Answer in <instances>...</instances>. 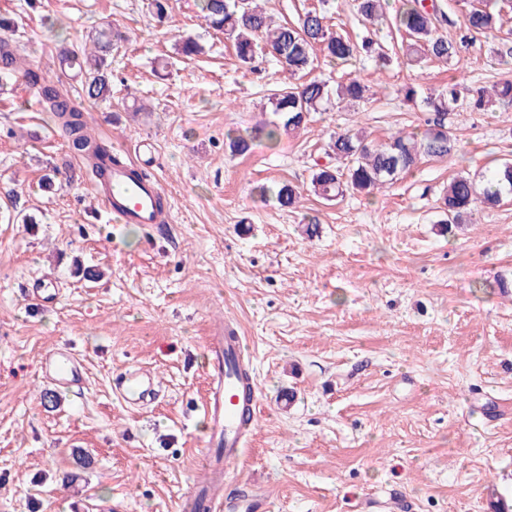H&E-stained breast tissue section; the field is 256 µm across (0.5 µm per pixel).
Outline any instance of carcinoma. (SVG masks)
I'll use <instances>...</instances> for the list:
<instances>
[{
	"label": "carcinoma",
	"instance_id": "carcinoma-1",
	"mask_svg": "<svg viewBox=\"0 0 512 512\" xmlns=\"http://www.w3.org/2000/svg\"><path fill=\"white\" fill-rule=\"evenodd\" d=\"M385 2L357 0L358 20L365 26L375 25L383 15ZM457 3L463 34L451 40L441 35L439 28L448 23L453 25L455 21L443 12L428 8L423 0H402L394 22L407 36L404 56L408 66L421 68L429 60L450 63L462 49L502 28L504 7L498 0H457ZM199 6L206 25L231 42L241 64L250 65L258 55L265 54L288 76L297 75L301 79V83L276 89L268 97L269 108L279 121L257 126L247 137L228 136V147L234 154L250 151L253 142L262 136L275 142L283 134L297 132L311 113L322 112L334 102L353 105L369 100V87L356 78L338 82L333 89L327 80L313 75L315 49L322 50L329 62L338 65H346L359 55L374 59L380 70L390 65V58L373 39L355 43L338 32L329 31L327 16L321 8L307 11L301 24L292 26L273 23L256 0H200ZM122 39L121 32L110 27L104 29L94 42V51L83 55L81 67L88 101L95 102L109 92L106 59ZM0 57L13 59L11 70L21 71L31 85L39 88L46 107L58 118L68 146L86 161L92 173L101 174L97 160L108 155L110 149L88 136L82 110L62 97L44 76L22 67L18 45L0 41ZM460 86L461 83L451 77L446 85L422 95L417 85L404 87L405 98L420 100L428 114L419 132L398 131L383 143H374L354 129L331 136L324 148L325 162L315 163L311 192L326 201L348 194L369 198L379 187L392 184L413 171L421 160L454 155L457 138L448 125V116L459 101ZM472 104L483 111L496 105L512 104V79L473 89ZM274 196L280 206L294 208L300 202L301 192L285 183L277 187ZM507 196H512L510 161L489 169L481 188L468 175L455 176L440 198L437 221L440 232H451L477 204L496 207Z\"/></svg>",
	"mask_w": 512,
	"mask_h": 512
}]
</instances>
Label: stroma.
I'll return each mask as SVG.
<instances>
[{
  "instance_id": "1",
  "label": "stroma",
  "mask_w": 512,
  "mask_h": 512,
  "mask_svg": "<svg viewBox=\"0 0 512 512\" xmlns=\"http://www.w3.org/2000/svg\"><path fill=\"white\" fill-rule=\"evenodd\" d=\"M148 2L0 0L27 65L82 107L92 138L116 150L153 143L141 170L172 212L171 223L113 236L95 178L37 88L11 80L0 90V512H178L204 448L206 345L225 320L246 336L260 390L225 494L249 485L264 512L511 506L512 200L476 207L445 236L436 222L453 177L478 180L492 160L512 159V105H457L459 152L371 198L327 202L310 190L334 132L359 128L380 143L423 127L425 112L402 94L419 75L437 87L460 74L468 88L512 76L493 54L498 40L422 72L405 64L393 19L366 29L355 0H261L278 22L324 6L331 30L374 36L391 64L316 56V74L356 76L372 99L313 113L240 156L227 133L272 121L267 98L287 74L267 58L242 66L196 0H176L162 24ZM111 23L126 40L112 54L109 95L91 106L83 76L57 52L92 48ZM186 35L202 53H179ZM281 183L301 190L298 208L260 196ZM308 217L319 222L312 238ZM79 263L103 278L83 279ZM46 279L59 290L52 306L27 294ZM63 344L85 390L50 408L41 358ZM133 366L161 379L155 403L131 407L114 393L115 375Z\"/></svg>"
}]
</instances>
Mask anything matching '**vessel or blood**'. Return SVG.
I'll return each instance as SVG.
<instances>
[{"mask_svg": "<svg viewBox=\"0 0 512 512\" xmlns=\"http://www.w3.org/2000/svg\"><path fill=\"white\" fill-rule=\"evenodd\" d=\"M98 194L107 214L116 224H167L172 220L170 208L159 207L163 197L160 184L150 179L131 177L126 165L105 163ZM210 375V397L203 414L211 423L213 440L224 448L225 462L237 460L243 453L254 422L243 421L240 415V387L230 364L244 355L242 336L232 326L223 334L211 337L207 346ZM42 373L49 392H72L82 385L83 367L75 353L67 347L46 354ZM114 386L122 397L135 406L155 400L159 386L152 372L144 367L118 374ZM215 485H204L185 496L181 512H193L197 502H205L210 512H259L262 503L257 496L221 498Z\"/></svg>", "mask_w": 512, "mask_h": 512, "instance_id": "obj_1", "label": "vessel or blood"}]
</instances>
